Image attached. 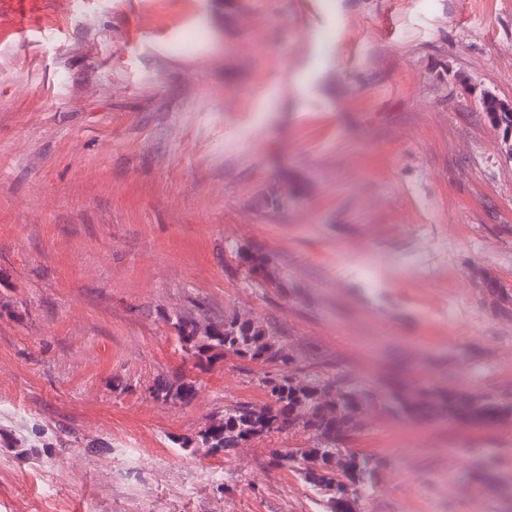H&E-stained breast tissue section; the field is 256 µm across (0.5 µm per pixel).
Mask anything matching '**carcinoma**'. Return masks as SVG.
I'll return each mask as SVG.
<instances>
[{
	"instance_id": "1",
	"label": "carcinoma",
	"mask_w": 512,
	"mask_h": 512,
	"mask_svg": "<svg viewBox=\"0 0 512 512\" xmlns=\"http://www.w3.org/2000/svg\"><path fill=\"white\" fill-rule=\"evenodd\" d=\"M269 266L270 258L255 252L245 259V274L257 268L267 284L278 288L280 282ZM169 322L182 350L201 363L231 355L265 366L260 384L267 401L262 405L244 402L210 419L185 442L188 451L216 455L256 438H271L298 428L309 430L316 439L312 447L292 453L273 449L270 463L296 468L304 483L328 496L331 512H353L356 500L371 495L376 485L379 464L347 448L363 411L381 407L400 418L446 416L484 423L502 414L499 402L489 395L473 398L421 386L409 391L393 387L378 396L347 381L338 384L313 375H283L280 368L293 364L294 356L271 329L246 317L216 320L205 314L180 313ZM149 394L166 404H187L195 389L190 383L165 381L149 388Z\"/></svg>"
}]
</instances>
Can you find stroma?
Instances as JSON below:
<instances>
[{
    "label": "stroma",
    "instance_id": "35a3bbf8",
    "mask_svg": "<svg viewBox=\"0 0 512 512\" xmlns=\"http://www.w3.org/2000/svg\"><path fill=\"white\" fill-rule=\"evenodd\" d=\"M512 0H0V512H330L268 452L181 443L267 396L173 311L246 315L307 373L489 394L364 413L357 512H512ZM271 259L279 286L246 277ZM191 383L187 404L155 401ZM493 103L496 106V112H509L512 113V103L511 102H505L502 101L495 96H493L491 93H485L481 100H480V106L482 110L486 109V106L488 103ZM496 112H488L487 114L491 117V120L494 124H496L499 127H503L504 130H509L512 128V115H509L508 113H503L501 115H497ZM154 399L166 404H187L195 395L194 386L186 382H159L149 388Z\"/></svg>",
    "mask_w": 512,
    "mask_h": 512
}]
</instances>
